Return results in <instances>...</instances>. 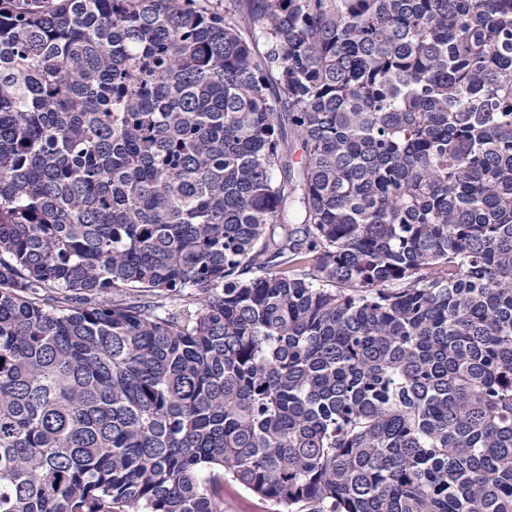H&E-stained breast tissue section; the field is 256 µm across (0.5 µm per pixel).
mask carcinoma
I'll return each instance as SVG.
<instances>
[{"instance_id": "carcinoma-1", "label": "carcinoma", "mask_w": 512, "mask_h": 512, "mask_svg": "<svg viewBox=\"0 0 512 512\" xmlns=\"http://www.w3.org/2000/svg\"><path fill=\"white\" fill-rule=\"evenodd\" d=\"M227 480L512 512V0H0V512Z\"/></svg>"}]
</instances>
